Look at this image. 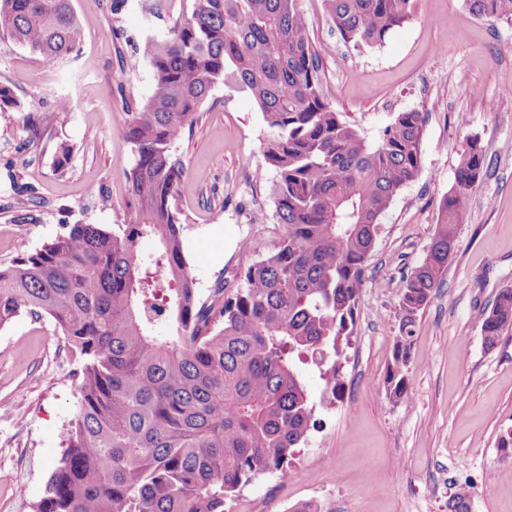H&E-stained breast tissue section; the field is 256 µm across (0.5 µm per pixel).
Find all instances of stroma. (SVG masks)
<instances>
[{"mask_svg": "<svg viewBox=\"0 0 512 512\" xmlns=\"http://www.w3.org/2000/svg\"><path fill=\"white\" fill-rule=\"evenodd\" d=\"M72 0L83 42L65 62H49L0 37V82L20 105L0 112V268L41 248L68 224H120L126 173L135 160L122 135L123 97L153 90L138 44L165 39L194 0ZM337 111L368 141L397 113L427 122L418 177L380 220L343 361L340 400L320 406L323 382L303 376L319 407L317 429L284 468L242 486L224 512H448L469 488L471 512H512V468L500 439L512 429V331L487 348L476 316L512 287V19L476 17L464 0H419L414 18L377 48L345 43L324 0H297ZM118 29L120 38L109 35ZM66 99V111L55 107ZM466 126H459V116ZM256 102L215 84L192 130L174 146L183 164L177 205L184 252L201 295L232 278L279 240L270 197L273 170ZM478 136L488 174L475 188L448 270L417 318L408 364L410 396L389 400L385 378L399 328L397 298L423 261L442 198L455 180L465 140ZM72 147L63 170L52 161ZM32 187L36 206L13 193ZM31 207L34 223L17 225ZM79 362L49 317L20 313L0 327V512H33L44 497L63 436L78 410L71 378Z\"/></svg>", "mask_w": 512, "mask_h": 512, "instance_id": "35a3bbf8", "label": "stroma"}]
</instances>
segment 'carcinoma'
I'll return each mask as SVG.
<instances>
[{
  "label": "carcinoma",
  "instance_id": "obj_1",
  "mask_svg": "<svg viewBox=\"0 0 512 512\" xmlns=\"http://www.w3.org/2000/svg\"><path fill=\"white\" fill-rule=\"evenodd\" d=\"M297 0H194L166 39L142 43L153 91L124 102L135 151L123 224H72L0 268V327L50 316L81 363L78 411L36 512H224L227 496L283 468L317 428L303 368L344 389L342 360L382 215L419 174L426 117L400 112L371 143L332 106ZM341 38L381 46L416 0H325ZM512 19V0H465ZM0 36L47 61L82 41L72 0H0ZM218 82L251 94L266 129L271 195L283 231L267 254L200 295L186 259L174 145ZM487 175L467 140L422 263L398 296L386 395H408L417 317L439 288L468 200ZM159 240L147 262L137 242ZM478 323L487 347L512 329V287ZM471 492L448 499L470 512Z\"/></svg>",
  "mask_w": 512,
  "mask_h": 512
}]
</instances>
